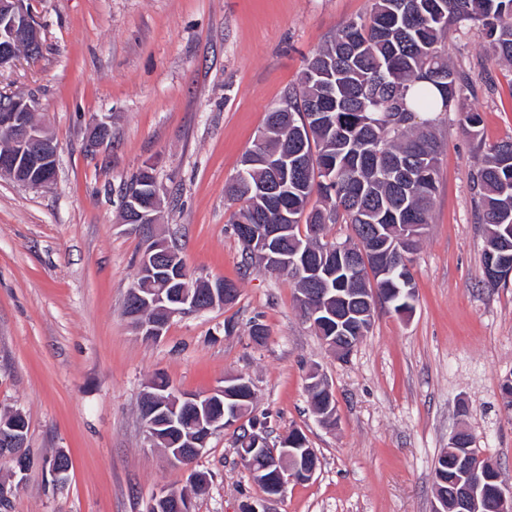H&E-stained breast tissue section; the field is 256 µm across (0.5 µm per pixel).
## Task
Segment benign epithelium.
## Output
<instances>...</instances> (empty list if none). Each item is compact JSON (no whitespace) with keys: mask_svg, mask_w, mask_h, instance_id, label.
I'll return each mask as SVG.
<instances>
[{"mask_svg":"<svg viewBox=\"0 0 512 512\" xmlns=\"http://www.w3.org/2000/svg\"><path fill=\"white\" fill-rule=\"evenodd\" d=\"M32 0H0V69L13 63L19 57L18 48L30 50L41 47L40 31L31 10ZM40 102L32 96H12L0 101V137L8 143V148L0 152V176H7L15 182L31 187H48L56 180L58 148L50 136L47 126L38 118ZM112 138L111 126L104 122L96 123L89 136V145L97 147ZM123 216L139 224L157 223L159 198L153 196L145 204L126 191L122 200ZM244 235L251 239L255 253L262 257V263L270 266L285 261L269 244L285 233L282 224L265 225L262 239L252 236L251 230L243 228ZM368 252L375 261L377 276H387L390 270L404 265L411 267L410 252L399 248H386L378 240L368 243ZM291 264L299 269V275L307 281L318 284L324 281L328 272L318 263L305 259H291ZM144 286L135 288L131 303L146 309L156 308L152 315L134 314L130 320L147 339H157L164 334L169 319L175 315L200 312L197 295L181 284V255L171 251H146L140 263ZM323 304H310V294L299 296L300 306L307 310V318L314 328L338 322L339 328H349L353 317H361L373 312V301L366 296L347 299L331 294V289L321 291ZM226 385L205 395L172 393L164 403L157 402L154 393H143L141 419L149 436L159 442L172 461L182 460L188 455L200 456L207 446L212 432L218 427L238 428L244 416L237 405L229 406L224 417H214L208 413L209 403L222 396L229 400L237 399L234 391L243 387L237 378H224ZM192 409L196 413L193 429L182 431L181 409ZM26 419L15 411L0 422V457H7L14 463V476H24L28 468L22 448L25 444ZM251 444L250 453L239 458L241 466L252 480L263 488L264 496L246 501L241 512H269L266 501L285 497L288 484L304 479H312L317 466L303 464L306 449L296 447L294 440L283 437L279 444L272 446L258 435L247 437ZM267 457L265 467L256 468L255 458ZM439 506L434 512H486L489 501L495 506H503L512 501V484L501 479L494 485L485 486L481 479L459 482L448 491H435ZM148 512H192V501L188 494L175 490H162L151 500Z\"/></svg>","mask_w":512,"mask_h":512,"instance_id":"benign-epithelium-1","label":"benign epithelium"}]
</instances>
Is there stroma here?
<instances>
[{"instance_id":"stroma-1","label":"stroma","mask_w":512,"mask_h":512,"mask_svg":"<svg viewBox=\"0 0 512 512\" xmlns=\"http://www.w3.org/2000/svg\"><path fill=\"white\" fill-rule=\"evenodd\" d=\"M371 0H35L37 60L0 71V94L24 93L58 146L47 188L0 177V414L28 422L37 464L10 512H146L163 488L207 473L193 512H239L262 497L238 461L235 433L216 431L186 466L147 436L140 399L166 377L207 393L225 376L254 387L251 415L270 437L302 432L319 467L270 512H432L433 469L466 432L512 483V279L485 284L484 225L473 176L480 144L512 138V67L485 42L450 30L440 49L463 69L465 106L482 116L470 135L442 115L439 183L413 256L411 317L378 305L369 332L337 358L305 320L293 281L246 265L225 194L266 115L299 84L306 60ZM112 141L89 149L92 126ZM152 166L161 199L152 232L123 223L122 197ZM161 234L192 275L238 288L235 301L170 319L148 341L123 313L139 260ZM267 336L255 343L253 323ZM319 371L336 423L318 422L306 377ZM65 453L55 480L42 460Z\"/></svg>"}]
</instances>
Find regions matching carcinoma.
Listing matches in <instances>:
<instances>
[{
    "label": "carcinoma",
    "mask_w": 512,
    "mask_h": 512,
    "mask_svg": "<svg viewBox=\"0 0 512 512\" xmlns=\"http://www.w3.org/2000/svg\"><path fill=\"white\" fill-rule=\"evenodd\" d=\"M461 25L487 42L490 61L512 66V0H373L367 16L347 22L307 60L299 87L268 112L263 143L245 153L226 187L244 203L233 215L236 235L244 224H287L283 248L299 243L301 254L318 261L326 226L348 224L355 240L347 246L362 275L343 270L328 287L375 288L392 312L414 309L415 292L406 286L412 272L401 267L372 281L360 245L377 230L392 243L399 225L429 224L440 144L434 120L417 123V114L459 112L466 129L479 134V112L460 108L463 76L438 48ZM285 154L292 156L288 180L271 205L258 189ZM473 188L478 223L486 226L483 256L496 247L512 255V139L482 147ZM452 459L440 456L435 465V477L450 486L464 479Z\"/></svg>",
    "instance_id": "carcinoma-1"
}]
</instances>
